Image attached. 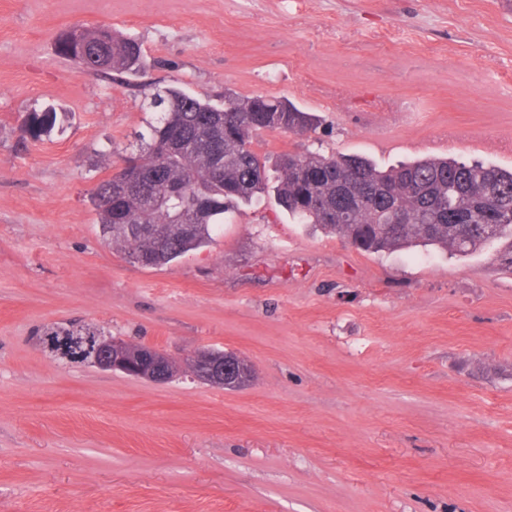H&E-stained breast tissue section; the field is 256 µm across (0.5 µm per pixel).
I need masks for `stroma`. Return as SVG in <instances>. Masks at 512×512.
Wrapping results in <instances>:
<instances>
[{
    "label": "stroma",
    "instance_id": "obj_1",
    "mask_svg": "<svg viewBox=\"0 0 512 512\" xmlns=\"http://www.w3.org/2000/svg\"><path fill=\"white\" fill-rule=\"evenodd\" d=\"M79 23L136 38L146 71L76 70L56 45ZM170 84L318 117L254 135L267 161L512 168V0H0V512H512V241L370 254L267 196L130 263L89 197ZM72 323L255 377L102 371L43 342Z\"/></svg>",
    "mask_w": 512,
    "mask_h": 512
}]
</instances>
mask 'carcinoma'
<instances>
[{
  "mask_svg": "<svg viewBox=\"0 0 512 512\" xmlns=\"http://www.w3.org/2000/svg\"><path fill=\"white\" fill-rule=\"evenodd\" d=\"M57 43L79 68L134 77L146 66L141 45L107 25L77 27ZM155 113L121 174L90 196L104 239L139 255L145 267L168 265L212 242L224 213L274 189L294 219L317 224L358 249L393 252L435 247L468 255L491 239L512 238V169L425 158L381 170L358 155H279L272 168L251 149L255 133L299 134L315 116L278 98L224 95L214 104L177 85L146 95ZM400 211L405 223H390ZM84 327L49 328V343L93 334Z\"/></svg>",
  "mask_w": 512,
  "mask_h": 512,
  "instance_id": "obj_1",
  "label": "carcinoma"
}]
</instances>
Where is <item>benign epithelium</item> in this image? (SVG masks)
<instances>
[{"mask_svg": "<svg viewBox=\"0 0 512 512\" xmlns=\"http://www.w3.org/2000/svg\"><path fill=\"white\" fill-rule=\"evenodd\" d=\"M88 363L103 371H118L135 379L163 384L186 367L195 377L203 375L229 390L250 383L252 368L244 367L237 357L222 349L201 346L178 361L166 351L144 345L139 348L121 338L101 334L93 347L80 351Z\"/></svg>", "mask_w": 512, "mask_h": 512, "instance_id": "obj_1", "label": "benign epithelium"}]
</instances>
